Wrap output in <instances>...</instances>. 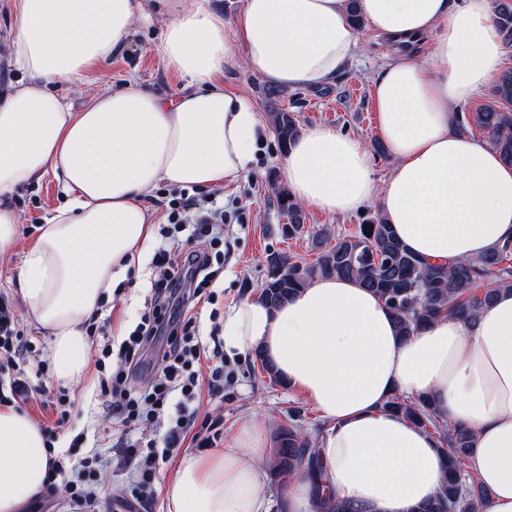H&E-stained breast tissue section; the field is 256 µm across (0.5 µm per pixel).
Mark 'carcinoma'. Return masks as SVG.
<instances>
[{"instance_id": "cac0c4a2", "label": "carcinoma", "mask_w": 512, "mask_h": 512, "mask_svg": "<svg viewBox=\"0 0 512 512\" xmlns=\"http://www.w3.org/2000/svg\"><path fill=\"white\" fill-rule=\"evenodd\" d=\"M494 20L505 44L511 47L512 0H496ZM269 117L280 148L287 150L298 135L296 119L278 110L269 113ZM458 126L465 133L477 127L502 160L512 165V68L501 72L492 100L475 112L462 113ZM277 202L288 214L283 234L290 238L302 234L299 205L281 188L277 189ZM331 276L354 278L374 291L407 336L443 314L469 318L500 290L512 289V240L475 260L432 264L410 252L396 238L391 225L376 216L359 225L357 234L339 238L333 246L323 249L312 263L269 254L260 296L276 307L313 280ZM389 406L409 421L432 430L448 461L435 497L419 504L413 512H482L485 492L478 479L464 469V459L473 446L470 430L438 421L422 398L396 397ZM267 468L278 482L300 470L310 476L321 475L314 443L302 432L300 418L293 410L288 411V423L273 435ZM313 506L315 512H349V506L327 493L318 480L313 482Z\"/></svg>"}]
</instances>
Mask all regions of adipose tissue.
<instances>
[{"label": "adipose tissue", "mask_w": 512, "mask_h": 512, "mask_svg": "<svg viewBox=\"0 0 512 512\" xmlns=\"http://www.w3.org/2000/svg\"><path fill=\"white\" fill-rule=\"evenodd\" d=\"M160 6L169 22L151 51L181 77L179 93L130 80L77 109L59 86L111 61L147 18L142 0L7 5L11 63L24 77L0 93V258L21 235L16 192L54 176L65 203L20 254L12 291L49 338L59 386L85 379V323L148 252L158 185L213 190L254 162L266 125L225 89V71L242 66L291 88L329 84L359 48L354 8L387 43L431 40L423 56L389 51L372 84L391 171L376 181L363 139L318 125L285 155L291 198L330 214L377 207L432 261L475 259L512 239V165L458 129L462 107L503 65L491 0H245L231 20L211 0ZM222 336L227 355L260 354L318 410L327 485L353 512H412L441 484L435 437L389 409L395 396L427 397L440 421L467 427L485 512H512V290L474 320L446 315L405 336L372 291L324 277L275 308L257 296L232 302ZM47 445L32 417L0 407V512L44 496ZM266 457L263 421L242 420L223 449L182 456L162 487L165 512H270Z\"/></svg>", "instance_id": "adipose-tissue-1"}]
</instances>
